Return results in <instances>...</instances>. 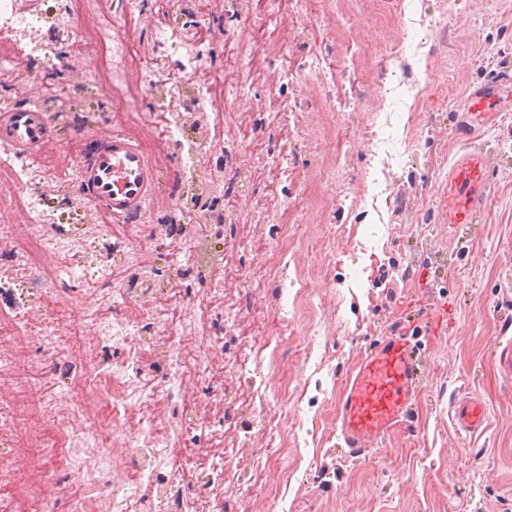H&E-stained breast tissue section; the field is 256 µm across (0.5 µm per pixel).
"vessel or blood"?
Listing matches in <instances>:
<instances>
[{
    "label": "vessel or blood",
    "instance_id": "b4317fda",
    "mask_svg": "<svg viewBox=\"0 0 512 512\" xmlns=\"http://www.w3.org/2000/svg\"><path fill=\"white\" fill-rule=\"evenodd\" d=\"M512 103V72L500 70L471 94L456 119L458 138L468 144L448 177V190L439 208L450 235L464 234L477 223L490 189L487 153L473 147L476 131L493 121L496 112ZM0 143L20 157L53 149L54 131L46 112L36 107L0 110ZM157 164L140 149L136 139L112 130L98 138V147L78 163L83 195L95 209L124 223L141 213L156 196ZM424 371L408 329H400L364 352L339 391V441L348 457L363 460L379 442L407 421L416 404ZM459 429L481 432L486 409L473 397L455 408Z\"/></svg>",
    "mask_w": 512,
    "mask_h": 512
}]
</instances>
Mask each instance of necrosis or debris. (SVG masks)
Listing matches in <instances>:
<instances>
[{
	"label": "necrosis or debris",
	"instance_id": "necrosis-or-debris-1",
	"mask_svg": "<svg viewBox=\"0 0 512 512\" xmlns=\"http://www.w3.org/2000/svg\"><path fill=\"white\" fill-rule=\"evenodd\" d=\"M41 13L0 0V73L15 55L30 60L31 79L48 61L39 28ZM98 70L110 76L112 110L131 111L136 85L152 84L139 39L84 44ZM357 45L336 60L313 57L302 75L335 84L354 68ZM16 202L28 218L23 226L0 225V254L11 266L0 269V512H224V421L197 386L222 387L231 362L224 338L213 325L208 288L189 307L153 322L144 310L150 291L135 287L122 270L145 267L150 243L137 224H101L97 240L111 259L77 251L67 232L49 224L30 191L33 163L20 165ZM295 208L280 214L282 239L266 272L287 278L286 255L300 246ZM91 276L94 299L67 289V282ZM121 359L114 360L110 351ZM161 370L156 383L153 370Z\"/></svg>",
	"mask_w": 512,
	"mask_h": 512
}]
</instances>
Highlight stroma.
<instances>
[{"mask_svg": "<svg viewBox=\"0 0 512 512\" xmlns=\"http://www.w3.org/2000/svg\"><path fill=\"white\" fill-rule=\"evenodd\" d=\"M44 16L60 26L49 63L30 80L23 61L0 76V99L19 107L42 101L55 125L56 145L33 185L54 224L70 226L75 247H85L99 213L80 194L77 156L89 154L101 131L121 129L106 94L93 85L96 63L80 55L79 41L125 36L150 43L155 30L187 35L206 27L199 45L214 77H223L251 0H142V14L125 24L124 0H93L82 14L64 15L62 0H37ZM269 36L258 53L263 68L245 89L229 84L231 112L222 137L204 113L193 111L199 76L180 70L178 49L155 55L163 78L178 82L183 114L178 145L159 158L157 198L147 204L154 239L146 287L165 291L177 281L185 300L206 289L204 280L179 273L183 258L164 229L177 214L172 201H190L202 220L223 226L199 256L211 267L225 256L224 287L242 292L241 317L264 332L280 314L284 291L276 280L255 281L264 261L241 231L253 225L261 245H276L279 212L309 192L328 140L341 151L336 204L330 210L305 205L300 223L330 254L321 264L314 250L298 249L292 265L309 279V294L325 322V346L295 328L278 339L277 365L261 363L224 382V424L253 420L245 396L283 379L302 382L283 406L301 431L277 467L258 470L267 431L255 430L249 448L229 449L227 473L255 476L253 486L234 488L228 512H512V111L482 129L489 142L491 189L481 224L468 241L450 238L439 199L448 172L464 149L455 133L458 112L472 89L495 70L512 68V0H324L314 34L292 29L277 9L268 12ZM408 39L394 53L400 34ZM363 49L365 77L359 102L329 101L320 86L288 74L290 62L341 53L346 41ZM387 93L377 98L374 83ZM291 121H283V105ZM205 144L206 154L187 165L188 147ZM248 175L245 196L228 198L214 183L220 171ZM444 304L448 323L423 342L428 378L411 422L399 427L371 460L353 462L337 445L336 397L361 355L381 340L386 326L404 319L408 305ZM474 394L486 407V429L457 431L450 411L455 400ZM314 437H307V429ZM284 485L277 496L260 483Z\"/></svg>", "mask_w": 512, "mask_h": 512, "instance_id": "35a3bbf8", "label": "stroma"}]
</instances>
